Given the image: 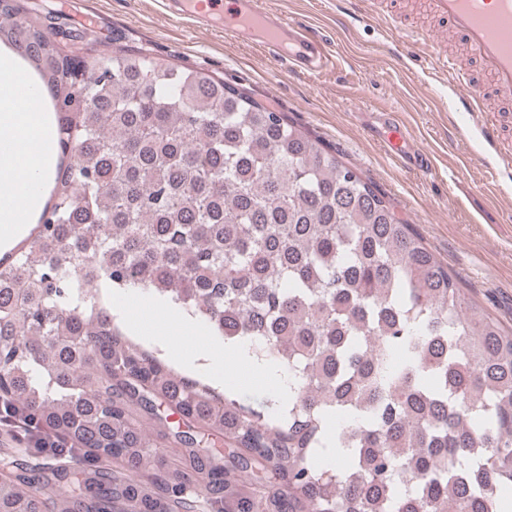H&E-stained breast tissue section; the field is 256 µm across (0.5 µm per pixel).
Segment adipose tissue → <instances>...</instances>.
I'll use <instances>...</instances> for the list:
<instances>
[{
	"label": "adipose tissue",
	"mask_w": 512,
	"mask_h": 512,
	"mask_svg": "<svg viewBox=\"0 0 512 512\" xmlns=\"http://www.w3.org/2000/svg\"><path fill=\"white\" fill-rule=\"evenodd\" d=\"M14 55L0 51V139L11 141L0 152V251L10 250L28 231L30 219L42 207L40 194L29 191L32 176L48 179L53 170L50 113L21 105L14 75ZM129 329L146 343L170 344L173 360L188 373L205 372L215 388L266 380L268 370L247 361L240 348L192 342L175 345L187 326L170 309L142 301L134 304Z\"/></svg>",
	"instance_id": "adipose-tissue-1"
}]
</instances>
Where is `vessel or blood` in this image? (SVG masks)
Here are the masks:
<instances>
[{"label": "vessel or blood", "mask_w": 512, "mask_h": 512, "mask_svg": "<svg viewBox=\"0 0 512 512\" xmlns=\"http://www.w3.org/2000/svg\"><path fill=\"white\" fill-rule=\"evenodd\" d=\"M370 4L392 29L405 28L411 12L430 18L423 46L442 72L455 77L458 92L453 112L481 119L486 142L499 138L496 119L490 118L489 99L512 101V0H345L347 15H360ZM174 18L217 19L225 36L248 40L259 32L264 49L293 68L314 74L329 62L326 40L314 26L269 9L266 0H162ZM388 155L404 159L406 135L395 117H388L383 134Z\"/></svg>", "instance_id": "vessel-or-blood-1"}]
</instances>
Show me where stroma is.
<instances>
[{
    "mask_svg": "<svg viewBox=\"0 0 512 512\" xmlns=\"http://www.w3.org/2000/svg\"><path fill=\"white\" fill-rule=\"evenodd\" d=\"M25 8L63 12L96 40L147 50L203 69L322 139L370 178L413 224L456 277L465 298L512 332V168L500 165L471 118L449 121L453 83L436 79L421 39L375 19L342 25L337 0H268L269 7L322 30L336 66L318 77L287 69L256 45L223 30L165 15L159 0H22ZM400 114L413 149L434 167L419 173L395 163L381 142L379 113Z\"/></svg>",
    "mask_w": 512,
    "mask_h": 512,
    "instance_id": "35a3bbf8",
    "label": "stroma"
}]
</instances>
